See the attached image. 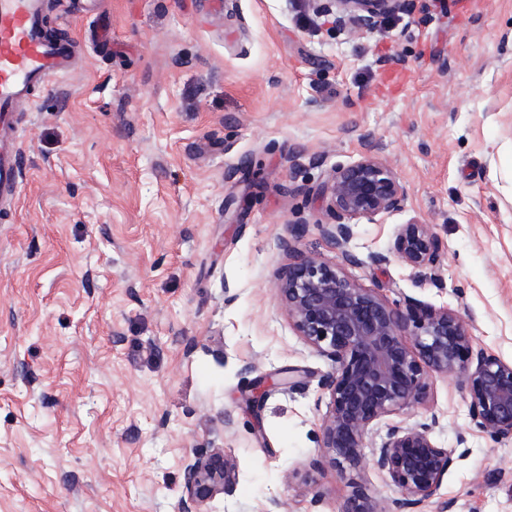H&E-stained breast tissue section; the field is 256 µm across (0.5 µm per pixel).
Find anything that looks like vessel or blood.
<instances>
[{
	"instance_id": "b4317fda",
	"label": "vessel or blood",
	"mask_w": 512,
	"mask_h": 512,
	"mask_svg": "<svg viewBox=\"0 0 512 512\" xmlns=\"http://www.w3.org/2000/svg\"><path fill=\"white\" fill-rule=\"evenodd\" d=\"M43 0H0V213L10 214L22 178L17 109L75 64L69 45L47 37Z\"/></svg>"
}]
</instances>
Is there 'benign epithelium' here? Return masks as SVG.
<instances>
[{
    "instance_id": "1",
    "label": "benign epithelium",
    "mask_w": 512,
    "mask_h": 512,
    "mask_svg": "<svg viewBox=\"0 0 512 512\" xmlns=\"http://www.w3.org/2000/svg\"><path fill=\"white\" fill-rule=\"evenodd\" d=\"M412 2L326 0L316 10H331L343 31L361 37L410 11ZM320 194L335 218L320 230L335 246L337 262L299 255L278 278L295 331L329 364L319 383L329 399L319 451L337 467L372 468L395 488L396 496L385 500L359 491L338 512H414L438 495L448 469L464 454L434 440L435 415L428 423L377 425L422 403L430 377L455 376L472 423L497 442H512V363L477 346L459 314L413 301L392 306L346 275L344 266L358 262L349 250L354 226L403 207L406 189L385 160L368 149L336 165ZM392 255L423 280L442 283L441 242L428 225L417 219L400 225ZM236 469L222 448L194 455L185 468L179 512H207L215 496L232 495Z\"/></svg>"
}]
</instances>
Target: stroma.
<instances>
[{
	"label": "stroma",
	"instance_id": "obj_1",
	"mask_svg": "<svg viewBox=\"0 0 512 512\" xmlns=\"http://www.w3.org/2000/svg\"><path fill=\"white\" fill-rule=\"evenodd\" d=\"M46 25L81 63L22 111L0 223V512H178L210 448L238 464L211 512L394 496L320 457L328 363L280 301L284 243L305 226L299 250L335 261L319 189L373 150L407 197L355 226L348 275L472 319L512 362V0H414L360 39L306 0H48ZM413 218L441 242V286L369 260ZM432 416L468 454L417 512H512V443L472 426L458 378L403 419Z\"/></svg>",
	"mask_w": 512,
	"mask_h": 512
}]
</instances>
